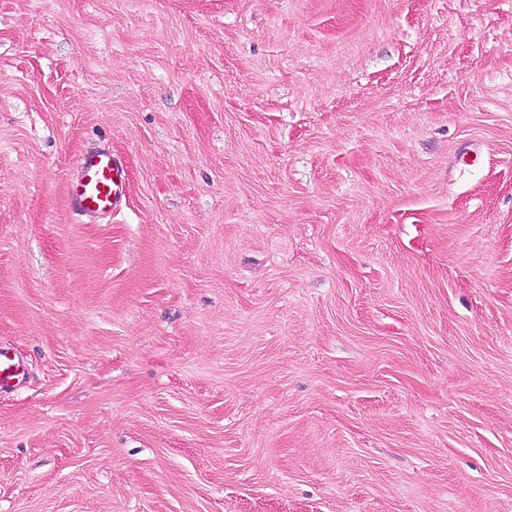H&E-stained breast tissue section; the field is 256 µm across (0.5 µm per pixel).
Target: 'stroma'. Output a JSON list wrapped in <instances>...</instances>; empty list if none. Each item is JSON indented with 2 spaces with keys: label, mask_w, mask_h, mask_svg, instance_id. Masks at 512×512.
<instances>
[{
  "label": "stroma",
  "mask_w": 512,
  "mask_h": 512,
  "mask_svg": "<svg viewBox=\"0 0 512 512\" xmlns=\"http://www.w3.org/2000/svg\"><path fill=\"white\" fill-rule=\"evenodd\" d=\"M0 346V512H512V0H0ZM79 170L80 178L68 188L70 206L88 218L118 211L125 196L121 159L105 150L85 153ZM27 368L10 349L0 347V392L14 390L26 379Z\"/></svg>",
  "instance_id": "obj_1"
}]
</instances>
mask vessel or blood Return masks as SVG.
<instances>
[{
	"label": "vessel or blood",
	"instance_id": "b4317fda",
	"mask_svg": "<svg viewBox=\"0 0 512 512\" xmlns=\"http://www.w3.org/2000/svg\"><path fill=\"white\" fill-rule=\"evenodd\" d=\"M79 170V179L68 188L70 206L89 218L118 211L125 196L121 159L105 150L86 153L79 159ZM26 375L24 363L0 347V392L18 388Z\"/></svg>",
	"mask_w": 512,
	"mask_h": 512
}]
</instances>
